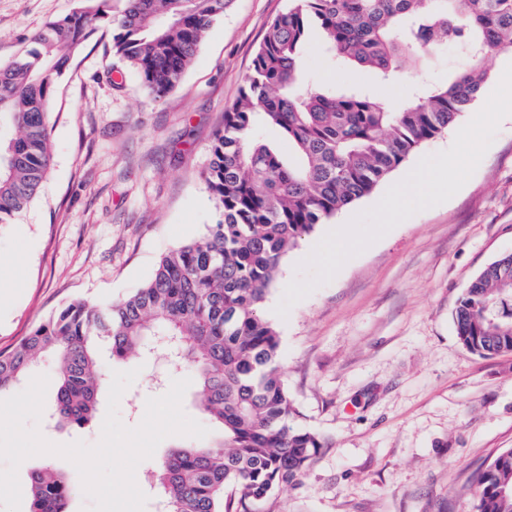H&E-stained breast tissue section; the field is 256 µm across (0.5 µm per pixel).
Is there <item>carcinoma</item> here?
<instances>
[{
    "instance_id": "obj_1",
    "label": "carcinoma",
    "mask_w": 512,
    "mask_h": 512,
    "mask_svg": "<svg viewBox=\"0 0 512 512\" xmlns=\"http://www.w3.org/2000/svg\"><path fill=\"white\" fill-rule=\"evenodd\" d=\"M232 0H127L117 23L91 6L49 23L36 48L0 67V224L38 195L52 163L48 115L54 77L95 32L113 24L114 55L129 61L155 100L166 98ZM339 67L371 70L378 85L413 82L406 98L384 104L372 89L306 78L313 36ZM454 43L468 65L445 84L424 78L425 61ZM512 47V0H289L254 53L239 97L211 146L207 188L218 219L199 239L163 256L129 297L71 302L11 350L0 351V397L43 358L58 367L50 402L59 426L88 424L106 381L101 350L121 362L145 352L150 337L175 338L172 372H189L196 399L222 430L212 445L176 448L153 484L165 512H257L297 487L321 444L296 424L276 365L280 337L263 316L280 265L316 225L371 193L422 143L480 97L485 61ZM271 127L284 155L257 136ZM456 334L470 352H512V259L493 262L466 288ZM232 489L237 501L225 498ZM29 512H68L75 489L50 466L26 487ZM473 512H512V448L474 476Z\"/></svg>"
}]
</instances>
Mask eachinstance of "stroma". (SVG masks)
Wrapping results in <instances>:
<instances>
[{
    "label": "stroma",
    "instance_id": "1",
    "mask_svg": "<svg viewBox=\"0 0 512 512\" xmlns=\"http://www.w3.org/2000/svg\"><path fill=\"white\" fill-rule=\"evenodd\" d=\"M288 0H233L209 29L174 91L156 102L137 71L112 53L100 25L55 79L52 164L36 199L0 226V351L60 307L121 300L161 256L203 235L217 212L205 170L224 111L239 95L254 52ZM79 0H0V64ZM315 80L375 87L372 73L332 69L320 41L305 53ZM483 100L422 144L369 195L317 225L283 260L263 314L280 336L278 364L295 421L322 444L303 483L273 496L265 512H472L466 487L512 448V353L479 356L458 341L453 315L465 288L512 252V116L469 181L448 201L403 221L345 263L327 285L274 308L295 265L331 228L374 206L424 156L448 149ZM163 359L137 370L119 402L121 421H142ZM106 405L82 427H54L56 444H97ZM170 436L136 468L144 512H162L150 475L168 450L198 445Z\"/></svg>",
    "mask_w": 512,
    "mask_h": 512
}]
</instances>
